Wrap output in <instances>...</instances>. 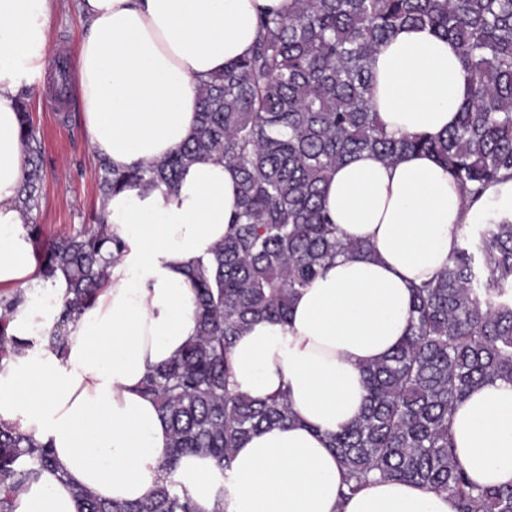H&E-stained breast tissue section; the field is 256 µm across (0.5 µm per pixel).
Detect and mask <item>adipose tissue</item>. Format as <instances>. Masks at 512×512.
I'll return each instance as SVG.
<instances>
[{"label":"adipose tissue","mask_w":512,"mask_h":512,"mask_svg":"<svg viewBox=\"0 0 512 512\" xmlns=\"http://www.w3.org/2000/svg\"><path fill=\"white\" fill-rule=\"evenodd\" d=\"M291 0H79L85 34L74 93L95 154L127 170L190 140L205 81L248 55L261 13ZM50 0H0V289H35L9 317L24 347L0 362V422L51 447L53 470L14 498V512H78L83 487L117 502L148 498L161 483L169 442L154 400L140 390L148 366L175 357L196 334V292L186 271L227 235L238 177L214 157L189 165L172 189L111 195L103 217L123 243L92 305L67 328L64 353L48 346L69 284L36 273L29 219L17 204L26 168L17 99L41 77ZM373 108L387 131L437 134L470 95L455 46L427 27L400 28L375 53ZM325 206L341 236L373 255L339 257L294 297L287 324L256 323L234 343L237 391L255 399L288 389L296 421L265 429L230 469L184 458L178 477L200 512H456L445 494L398 481L342 497L329 437L365 404L363 368L407 335L414 285L433 278L457 246L460 224L512 217V180L468 205L433 156L386 165L364 152L340 165ZM451 433L470 479L512 484V383L472 390Z\"/></svg>","instance_id":"1"}]
</instances>
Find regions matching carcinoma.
I'll return each instance as SVG.
<instances>
[{
    "instance_id": "cac0c4a2",
    "label": "carcinoma",
    "mask_w": 512,
    "mask_h": 512,
    "mask_svg": "<svg viewBox=\"0 0 512 512\" xmlns=\"http://www.w3.org/2000/svg\"><path fill=\"white\" fill-rule=\"evenodd\" d=\"M405 26H428L457 45L470 71L468 102L450 129L396 136L373 110L375 51ZM27 170L17 202L33 214L40 180V131L18 102ZM369 152L386 165L407 153L434 156L467 202L512 179V0H292L286 15L262 14L247 56L212 76L200 92L194 136L167 157L127 171L100 163L107 198L130 186L176 185L182 170L214 156L238 175L239 209L212 257L188 271L196 291L197 335L165 364L148 368L143 392L169 428L162 482L147 499L100 500L74 489L78 512H198L176 480L188 456L228 469L250 435L295 420L286 392L256 400L236 391L229 352L254 323H285L294 293L340 256L366 254L363 241L341 238L325 208L336 167ZM43 279L63 271L69 289L50 345L95 299L120 241L102 216L40 244ZM462 242L430 281L413 288L409 334L363 369L366 403L357 419L329 437L344 471L346 497L373 480L425 486L455 500L457 512H512V485L480 487L469 478L451 434L454 408L474 388L512 382V220L459 224ZM0 316V360L25 347ZM53 467L52 450L0 424V512Z\"/></svg>"
}]
</instances>
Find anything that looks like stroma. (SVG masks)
<instances>
[{"mask_svg": "<svg viewBox=\"0 0 512 512\" xmlns=\"http://www.w3.org/2000/svg\"><path fill=\"white\" fill-rule=\"evenodd\" d=\"M83 34L77 0H54L49 58L74 61ZM40 130L42 184L35 210L41 242L80 230L102 208L101 170L83 116L70 96L58 93L54 68H46L28 99Z\"/></svg>", "mask_w": 512, "mask_h": 512, "instance_id": "stroma-1", "label": "stroma"}]
</instances>
